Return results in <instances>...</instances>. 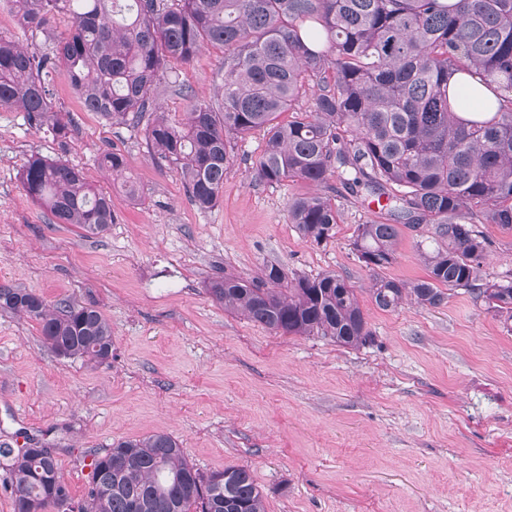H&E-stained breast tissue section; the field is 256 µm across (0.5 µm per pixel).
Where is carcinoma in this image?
I'll return each mask as SVG.
<instances>
[{"instance_id":"carcinoma-1","label":"carcinoma","mask_w":512,"mask_h":512,"mask_svg":"<svg viewBox=\"0 0 512 512\" xmlns=\"http://www.w3.org/2000/svg\"><path fill=\"white\" fill-rule=\"evenodd\" d=\"M23 28L42 33L69 14L71 31L38 53L0 36V107L51 128L68 150L71 122L53 109L47 77L65 68L88 112L114 126L145 124V140L180 172L201 210L219 203L234 143L266 133L253 177L266 184L300 180L386 198L392 223L357 225L353 250L373 272L369 296L381 310L407 301L441 305L446 292L478 290L512 321V279L477 287L490 243L477 229L512 230V0H13ZM224 48V86L195 101L185 121L152 111L157 83L173 63L205 45ZM476 73L505 91L481 120L464 119L470 95L455 81ZM311 92L312 104L295 108ZM288 121H280L283 113ZM100 165L119 175L121 155ZM25 192L56 224L102 235L113 224L112 197L61 158L30 156ZM291 223L321 245L336 234L339 212L320 194L294 198ZM431 227L436 246L421 251L426 276H380L392 264L399 224ZM209 293L224 308L282 335L316 336L342 346L372 337L354 288L334 273L288 277L276 265L260 278L219 276ZM0 310L37 321L58 357L97 364L111 359L112 326L91 305L54 306L36 292L0 284ZM87 492L72 494L50 449L0 447L15 512H266L251 472L227 466L204 473L172 436L120 440L93 458ZM61 482L66 497L54 492Z\"/></svg>"}]
</instances>
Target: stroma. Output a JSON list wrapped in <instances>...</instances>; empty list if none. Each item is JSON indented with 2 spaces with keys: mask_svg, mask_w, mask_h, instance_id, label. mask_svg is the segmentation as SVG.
<instances>
[{
  "mask_svg": "<svg viewBox=\"0 0 512 512\" xmlns=\"http://www.w3.org/2000/svg\"><path fill=\"white\" fill-rule=\"evenodd\" d=\"M223 84L224 50L209 45L174 64L155 102L179 123L191 99L216 100ZM52 93L72 124L64 153L46 127L0 108V282L51 305L98 307L112 325V358H59L36 321L0 311V444L45 443L78 497L91 454L164 432L201 471L249 469L267 512H512V325L463 289L436 308H377L352 241L358 224L386 220V207L333 196L335 237L306 242L289 203L311 188L254 180L258 131L237 141L219 205L199 210L175 167L153 158L142 128L86 111L65 72ZM112 151L125 158L123 176L98 165ZM33 154L64 157L111 195L106 233L53 223L27 196L20 170ZM126 176L138 198L123 188ZM481 230L491 241L484 280L512 278V233ZM433 246L427 227H401L383 276L425 277L419 252ZM271 264L345 278L373 341L275 334L207 290L212 277L253 278Z\"/></svg>",
  "mask_w": 512,
  "mask_h": 512,
  "instance_id": "1",
  "label": "stroma"
}]
</instances>
